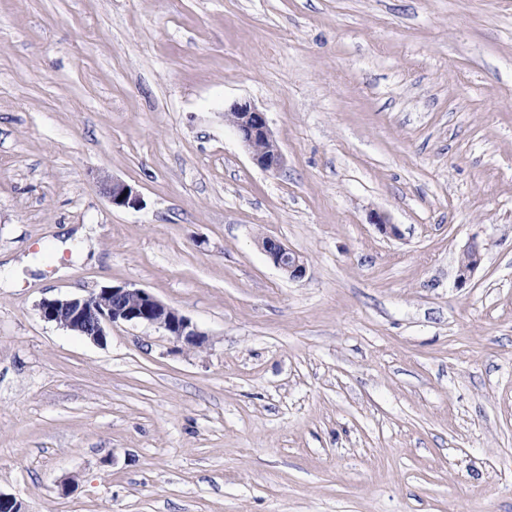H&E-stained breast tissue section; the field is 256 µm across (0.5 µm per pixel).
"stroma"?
Wrapping results in <instances>:
<instances>
[{
	"instance_id": "obj_1",
	"label": "stroma",
	"mask_w": 512,
	"mask_h": 512,
	"mask_svg": "<svg viewBox=\"0 0 512 512\" xmlns=\"http://www.w3.org/2000/svg\"><path fill=\"white\" fill-rule=\"evenodd\" d=\"M0 279L24 512H512V0H0ZM112 284L204 347L38 315ZM224 120L236 129L256 165L264 170L281 168L283 156L265 112L250 102H235L225 110ZM99 180L103 194L113 207L124 209L143 208L144 200L139 191L132 185L108 175H101ZM119 197H122V200H119ZM261 248L273 264L288 275V278L299 280L305 276L306 266L303 259L281 242L272 238H264L261 241ZM482 260L481 246L472 241L465 246L457 270V280L460 285L466 283L471 274L480 265Z\"/></svg>"
}]
</instances>
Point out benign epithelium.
<instances>
[{
	"label": "benign epithelium",
	"instance_id": "7a95c632",
	"mask_svg": "<svg viewBox=\"0 0 512 512\" xmlns=\"http://www.w3.org/2000/svg\"><path fill=\"white\" fill-rule=\"evenodd\" d=\"M224 120L236 129L256 165L264 170L281 168L283 156L265 112L249 102H235L225 110ZM99 180L103 194L112 206L143 208L144 200L132 185L108 175ZM261 248L288 278L299 280L305 276L303 259L281 242L265 238ZM481 260V246L475 241L468 243L458 265L459 284L469 280ZM38 313L44 322L96 342L106 336L107 326L126 323L161 329L174 343L184 347L200 348L205 343V334L188 317L151 292L127 284L103 286L82 296L44 299L38 305Z\"/></svg>",
	"mask_w": 512,
	"mask_h": 512
}]
</instances>
